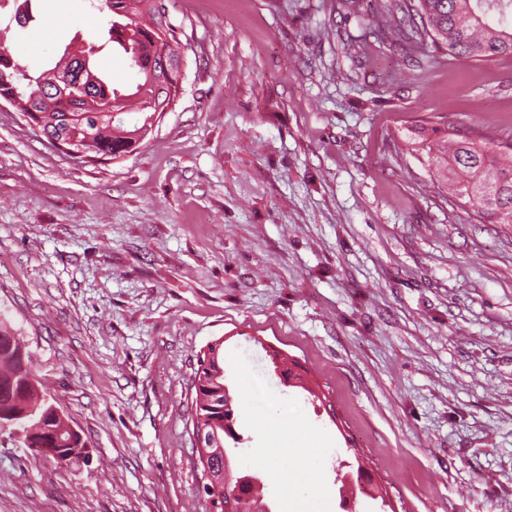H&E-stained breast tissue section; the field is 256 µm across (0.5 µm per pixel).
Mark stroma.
I'll return each instance as SVG.
<instances>
[{"instance_id":"stroma-1","label":"stroma","mask_w":512,"mask_h":512,"mask_svg":"<svg viewBox=\"0 0 512 512\" xmlns=\"http://www.w3.org/2000/svg\"><path fill=\"white\" fill-rule=\"evenodd\" d=\"M0 0V50L42 72L101 44L97 0ZM183 91L127 156L78 163L0 100V316L88 444L59 467L0 432V512H211L190 418L224 341L235 469L293 413L283 470L322 450L320 512H512V224L451 195L405 132L512 142V56L385 47L355 70L337 0H167ZM264 398L258 419L249 397Z\"/></svg>"}]
</instances>
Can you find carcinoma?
<instances>
[{
	"label": "carcinoma",
	"mask_w": 512,
	"mask_h": 512,
	"mask_svg": "<svg viewBox=\"0 0 512 512\" xmlns=\"http://www.w3.org/2000/svg\"><path fill=\"white\" fill-rule=\"evenodd\" d=\"M109 11V41L127 55L140 80L134 96L141 122L131 128L122 117L101 111L126 108L124 95L112 87V77L96 76L90 99L77 101L73 89L62 93L59 79L73 69L72 59L37 77L0 52V99L28 115L48 140L84 152L93 161L133 152L152 132V118L172 104L181 91L183 44L169 21L165 0H103ZM350 43H377L412 61L428 48L471 62L500 54L512 55V0H376L372 18ZM45 97L33 98L35 90ZM84 105L74 112L72 106ZM81 134L73 138L72 131ZM441 143L423 131H409L411 149L424 153L434 175L457 196L468 199L495 224H512V145L501 144L455 128ZM191 396L192 426H204L224 437V415L234 411L224 394L223 344L202 353ZM0 420L14 421L26 440L62 449L60 466H68L87 448L82 436L43 398L30 368L27 351L8 323L0 319Z\"/></svg>",
	"instance_id": "cac0c4a2"
}]
</instances>
